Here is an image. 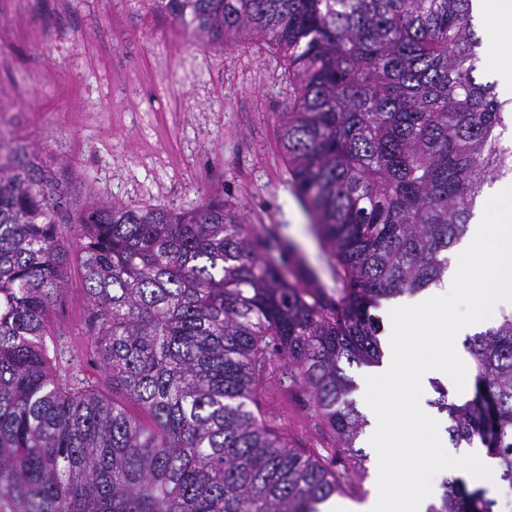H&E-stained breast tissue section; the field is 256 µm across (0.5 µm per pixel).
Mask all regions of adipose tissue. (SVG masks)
<instances>
[{
    "instance_id": "adipose-tissue-1",
    "label": "adipose tissue",
    "mask_w": 512,
    "mask_h": 512,
    "mask_svg": "<svg viewBox=\"0 0 512 512\" xmlns=\"http://www.w3.org/2000/svg\"><path fill=\"white\" fill-rule=\"evenodd\" d=\"M482 200L478 220L450 253L444 277L416 294L383 302L393 329L382 342L379 363L363 374L362 392L394 387L401 357L424 352L428 359L396 398L368 410L367 440L376 450L375 492L362 503L327 501L321 512H428L439 503L442 478L455 475L459 465L485 478L497 471L496 458L481 445L449 447L448 418L430 404L437 382L450 385L454 397H466L465 337L512 315V223L503 219L504 208L512 207V173L485 187ZM476 274L490 283L485 302L474 314L449 320V303Z\"/></svg>"
}]
</instances>
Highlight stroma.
Wrapping results in <instances>:
<instances>
[{
	"instance_id": "1",
	"label": "stroma",
	"mask_w": 512,
	"mask_h": 512,
	"mask_svg": "<svg viewBox=\"0 0 512 512\" xmlns=\"http://www.w3.org/2000/svg\"><path fill=\"white\" fill-rule=\"evenodd\" d=\"M285 61L258 36L201 47L148 0H0V131L69 160L79 203L180 208L206 196L303 260L332 300L328 268L293 189L276 120ZM262 410L290 445L344 470L300 392L271 374Z\"/></svg>"
}]
</instances>
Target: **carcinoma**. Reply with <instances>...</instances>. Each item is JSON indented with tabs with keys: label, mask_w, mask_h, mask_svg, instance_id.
<instances>
[{
	"label": "carcinoma",
	"mask_w": 512,
	"mask_h": 512,
	"mask_svg": "<svg viewBox=\"0 0 512 512\" xmlns=\"http://www.w3.org/2000/svg\"><path fill=\"white\" fill-rule=\"evenodd\" d=\"M204 44L283 54L276 115L299 200L343 296L289 267L224 200L79 206L70 164L0 137V512H319L333 463L262 417L280 364L363 464L346 367L381 357L370 310L448 270L485 184L512 170L472 0H150ZM79 275L87 349L147 420L82 374L55 310ZM475 396L434 384L454 447L479 440L512 487V316L465 341ZM430 512H501L445 483Z\"/></svg>",
	"instance_id": "obj_1"
}]
</instances>
